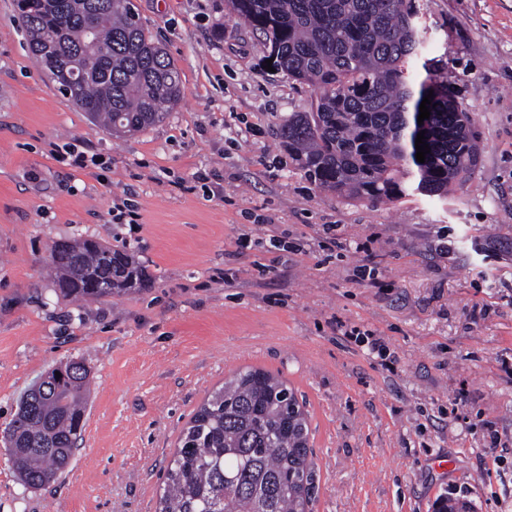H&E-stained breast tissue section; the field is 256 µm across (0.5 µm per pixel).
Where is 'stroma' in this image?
Returning <instances> with one entry per match:
<instances>
[{
    "label": "stroma",
    "instance_id": "stroma-1",
    "mask_svg": "<svg viewBox=\"0 0 512 512\" xmlns=\"http://www.w3.org/2000/svg\"><path fill=\"white\" fill-rule=\"evenodd\" d=\"M417 2L479 160L446 200L373 205L292 161L279 127L314 93L267 71L225 0H132L183 95L124 135L38 66L16 0H0V432L52 367L82 358L94 374L56 481L26 487L0 442V512H155L187 423L248 367L305 406L313 512H434L447 494L512 512V0ZM73 147L97 164L73 166ZM120 199L134 220L115 219ZM86 236L133 252L146 285L56 295L51 246Z\"/></svg>",
    "mask_w": 512,
    "mask_h": 512
}]
</instances>
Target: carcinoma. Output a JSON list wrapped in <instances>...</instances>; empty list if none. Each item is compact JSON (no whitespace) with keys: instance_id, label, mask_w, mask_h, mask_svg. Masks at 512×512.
I'll return each instance as SVG.
<instances>
[{"instance_id":"1","label":"carcinoma","mask_w":512,"mask_h":512,"mask_svg":"<svg viewBox=\"0 0 512 512\" xmlns=\"http://www.w3.org/2000/svg\"><path fill=\"white\" fill-rule=\"evenodd\" d=\"M229 15L262 34L265 58L312 87L308 112L280 126L292 159L318 188L349 201L445 199L471 180L479 147L470 112L448 85L442 60L423 59L415 0H226ZM103 15L93 34L80 15ZM29 51L49 74L76 59L95 75L65 93L115 134L166 119L182 98L167 52L131 0H68L67 14L19 9ZM431 96L430 117L418 123ZM425 131L430 153L416 159ZM53 291L77 301L139 287L129 253L89 237L51 248ZM92 367L70 360L23 397L3 442L23 484L39 488L70 465L81 440ZM315 468L307 414L281 379L247 368L213 391L183 430L156 512H311Z\"/></svg>"}]
</instances>
